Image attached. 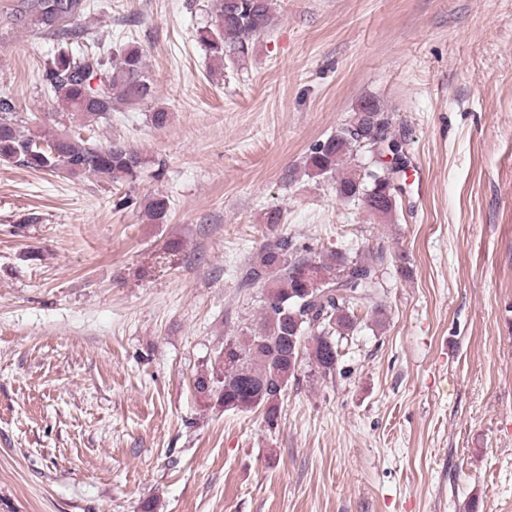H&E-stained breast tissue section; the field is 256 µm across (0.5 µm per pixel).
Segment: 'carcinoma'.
Segmentation results:
<instances>
[{
  "label": "carcinoma",
  "mask_w": 512,
  "mask_h": 512,
  "mask_svg": "<svg viewBox=\"0 0 512 512\" xmlns=\"http://www.w3.org/2000/svg\"><path fill=\"white\" fill-rule=\"evenodd\" d=\"M86 8V0H17L0 24L35 28L56 40L57 49L41 76L55 97L56 113H79L96 121L109 117L118 103L153 99L156 90L137 42L88 45L80 23ZM275 20L273 0H217L214 15L196 27L195 37L222 65L227 57H248L256 37ZM350 123L352 130L311 145L305 168L312 175L336 178L341 197L361 198L370 211L389 217L396 207V169L345 167L350 155L371 152V136H390L389 118L375 99L364 98ZM0 161L120 185L133 183L146 164L139 151L116 140L103 146L77 130L54 137L25 126L9 96H0ZM139 211L146 224H166L170 200L147 197ZM383 261L381 251L355 257L342 251L318 255L286 236L266 241L240 272L241 287L264 288L260 313L239 334L224 337L210 365L197 373L196 392L216 399L226 411L261 410L274 424L281 396L296 378L303 356L322 376L335 373L339 338L355 330V311L369 308L382 315Z\"/></svg>",
  "instance_id": "carcinoma-1"
}]
</instances>
